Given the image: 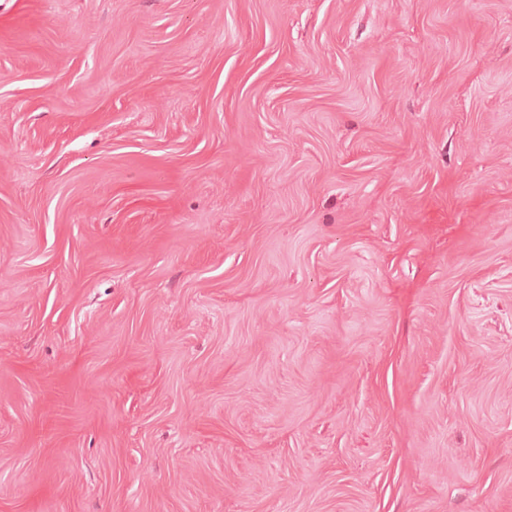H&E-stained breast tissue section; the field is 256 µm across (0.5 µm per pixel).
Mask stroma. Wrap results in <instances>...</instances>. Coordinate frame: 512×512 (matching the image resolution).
<instances>
[{"mask_svg": "<svg viewBox=\"0 0 512 512\" xmlns=\"http://www.w3.org/2000/svg\"><path fill=\"white\" fill-rule=\"evenodd\" d=\"M0 512H512V0H0Z\"/></svg>", "mask_w": 512, "mask_h": 512, "instance_id": "35a3bbf8", "label": "stroma"}]
</instances>
